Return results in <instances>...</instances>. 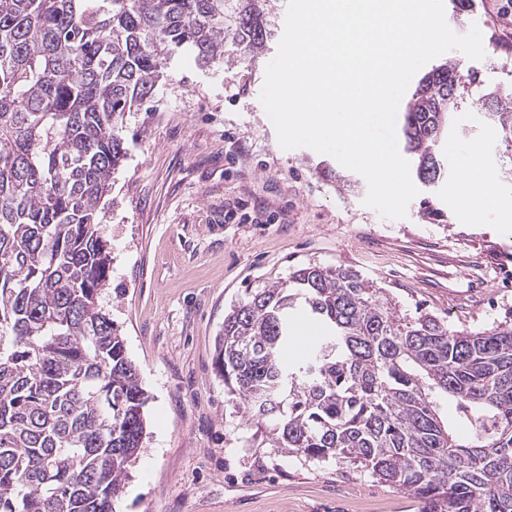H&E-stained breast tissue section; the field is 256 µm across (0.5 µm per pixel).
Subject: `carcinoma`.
Segmentation results:
<instances>
[{"mask_svg":"<svg viewBox=\"0 0 512 512\" xmlns=\"http://www.w3.org/2000/svg\"><path fill=\"white\" fill-rule=\"evenodd\" d=\"M267 0H0V512H113L143 448L148 396L100 299L102 203L126 159L127 112L172 52L262 51ZM458 68L419 82L404 116L417 177L444 175ZM512 142V107L475 85ZM298 313L323 336L285 355ZM458 331L408 318L356 271L308 265L224 316L216 369L273 454L360 468L421 512H512V310ZM456 402L465 442L438 416Z\"/></svg>","mask_w":512,"mask_h":512,"instance_id":"cac0c4a2","label":"carcinoma"}]
</instances>
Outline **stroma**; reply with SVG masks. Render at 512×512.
Returning a JSON list of instances; mask_svg holds the SVG:
<instances>
[{"label": "stroma", "instance_id": "obj_1", "mask_svg": "<svg viewBox=\"0 0 512 512\" xmlns=\"http://www.w3.org/2000/svg\"><path fill=\"white\" fill-rule=\"evenodd\" d=\"M462 21L479 27L486 57L452 50L444 61L512 92V49L505 62H486L502 43L482 6ZM277 46L253 55L229 45L209 68L178 51L125 118L127 157L101 223L112 258L103 305L150 400L146 446L115 512H418L410 495L361 470L256 446L215 370V338L246 289L311 264L358 271L399 314L428 312L460 330L491 328L512 310V147L470 92L461 91L457 129L438 152L480 145L498 204L462 208L452 167L420 187L405 218L388 219L365 206L360 174L330 155L279 145L259 100ZM426 201L437 218L424 214ZM478 257L492 271L472 292Z\"/></svg>", "mask_w": 512, "mask_h": 512}]
</instances>
